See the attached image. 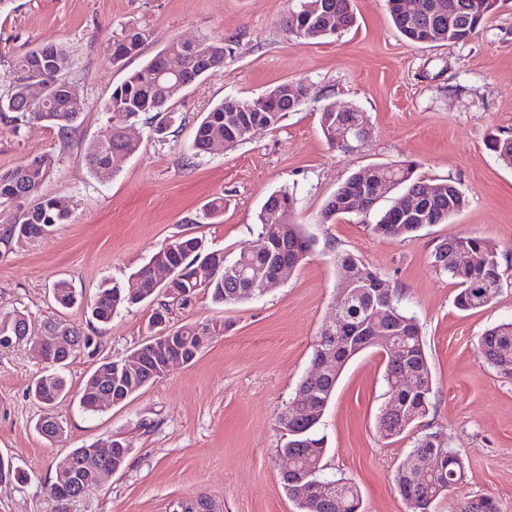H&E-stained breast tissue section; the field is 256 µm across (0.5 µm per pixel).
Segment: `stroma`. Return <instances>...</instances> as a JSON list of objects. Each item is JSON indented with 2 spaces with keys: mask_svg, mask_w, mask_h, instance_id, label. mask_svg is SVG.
Listing matches in <instances>:
<instances>
[{
  "mask_svg": "<svg viewBox=\"0 0 512 512\" xmlns=\"http://www.w3.org/2000/svg\"><path fill=\"white\" fill-rule=\"evenodd\" d=\"M352 4L354 27L309 44L286 29L289 0H9L0 7V78L16 57L52 42L69 52V84L85 105L64 136L40 123L14 132L0 124V171L52 154L43 191L71 212L68 223L36 240H13L0 257V315L24 316L37 338L52 326L74 328L96 346L65 372L71 393L55 408L64 427L56 442L36 430L43 409L29 392L44 361L29 343L0 349V459L29 474L23 483H0V512H53L56 461L114 439L129 448L126 465L103 475L69 512H169L173 501L201 495L214 512H297L281 483L286 438L276 416L312 369L313 345L341 289L339 252L359 256L402 290L421 327L434 391L424 429L439 433L465 466L435 512H460L485 496L512 512V377L487 365L476 346L486 329L512 320V166L487 147L491 137H512V0H499L477 36L450 47L407 42L385 0ZM132 23L150 36L139 53L113 61L108 47ZM204 37L230 47L223 68L176 99L178 119L164 138L137 123L130 134L140 151L117 176L93 177L84 150L107 122L113 87L172 39ZM286 81L306 84L309 96L279 128L192 156L196 126L215 104L254 100ZM331 105L362 112L366 139L329 144L319 114ZM405 162L418 178L455 182L467 199L463 211L413 239L377 236L357 216L321 223L324 204L351 173ZM285 186L296 194L294 222L316 240L309 258L260 299L225 308L201 293L173 307V325L221 318L231 327L125 402L84 413L78 394L96 366L125 358L153 334L149 304L104 325L89 318L84 305L102 282L126 280L183 235L227 252L255 246L257 215ZM218 196L223 215L204 218ZM455 235L482 237L498 251L501 291L484 308L458 310L456 285L431 264L435 247ZM60 279L83 305H55L51 289ZM384 358L376 347L345 367L319 432L330 472L351 479L361 512H410L394 476L414 439L388 442L376 429L387 400Z\"/></svg>",
  "mask_w": 512,
  "mask_h": 512,
  "instance_id": "stroma-1",
  "label": "stroma"
}]
</instances>
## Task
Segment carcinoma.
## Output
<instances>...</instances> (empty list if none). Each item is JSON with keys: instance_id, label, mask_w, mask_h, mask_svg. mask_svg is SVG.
Wrapping results in <instances>:
<instances>
[{"instance_id": "obj_1", "label": "carcinoma", "mask_w": 512, "mask_h": 512, "mask_svg": "<svg viewBox=\"0 0 512 512\" xmlns=\"http://www.w3.org/2000/svg\"><path fill=\"white\" fill-rule=\"evenodd\" d=\"M322 2L324 10L313 16L305 9L306 0H299L289 15L298 27L315 29L316 40L336 35V32L326 30L327 10L339 16L341 29L347 30L354 25L352 0ZM411 3L413 0H387V7L397 31L415 44L449 47L465 43L478 34L485 19L493 13L492 4L487 0H422V9L406 10ZM149 36L148 29L141 25L128 26L112 43V58L119 61L137 54ZM161 53H172L182 58L183 68L179 76L157 75L158 57L155 56L113 89L106 104L109 118L104 133L93 139L85 151V161L93 176L105 179L117 175L126 161L138 152L140 144L126 139V127L144 119L148 121L153 135L165 134L175 122L174 101L199 78L224 67L222 39L205 38L197 42L174 39ZM70 67L68 54L55 44L36 48L16 59L7 76L5 89L0 93V121L14 131L36 122L55 128L62 134L67 133L84 112V105L69 95L67 73ZM32 79L48 88L41 103L28 101V82ZM294 110L286 82L271 89L262 102L228 96L205 113L196 127L192 149L202 154L205 146L214 139L226 140L237 146L247 139L246 124L258 122L275 129ZM488 149L500 159L512 157V138H493ZM54 164V157L44 154L0 171V205H13L20 195L31 201V205L25 208L11 209L6 214L0 212V256L9 251L14 238H26L32 232L40 238L54 225L70 221L71 213L57 209L56 198L42 193ZM385 176L394 181L397 189L395 200L414 199V210H397L392 204L381 210L374 207L363 211L357 206L356 182ZM295 204L296 199L289 188L282 187L273 192L258 215V247L234 256L225 254L224 265L210 273L207 286L201 289L197 288L196 270L212 248L196 236L177 237L162 244L155 255L164 256L177 268L178 279L174 286H156L147 263L132 273L127 283L116 279L104 281L89 306L91 318L99 324H107L117 311L142 302L154 303L157 308L168 312L170 304L184 305L201 291L224 307L263 296L261 289L255 286L256 281L272 273L285 259L290 265L299 266L312 250L314 241L306 235L302 225L291 221ZM465 206L463 192L448 185L446 180L433 183L417 178L413 167L408 164H378L348 176L326 201L320 222L332 224L340 217H365L372 213L375 223L371 230L375 235L414 238L427 225L448 223ZM273 212L285 216V222L267 223L266 214ZM450 255H464L468 262L463 266L457 263L450 265ZM335 262L341 281L353 285L352 296L338 324L331 329L321 327L313 350L315 359L323 352L332 354L333 371L318 379L303 378L296 390L306 393V398L289 402L292 416L288 424H283L282 416H277L278 427L287 436L279 453L295 461L293 471L281 480L298 512H360L356 487L345 478L329 477L324 473V437L319 435L318 428L345 365L361 352L376 346L365 326L368 312L375 307L388 304V320L396 348L383 347L384 381L388 399L399 402V411L393 417L380 410L377 429L381 438H398L412 432L432 406L433 378L425 343L415 318L402 305L400 293L395 288H377L375 281L379 275L355 255L340 253L336 255ZM432 265L457 285L455 304L463 311L490 305L501 290L498 252L481 237L443 239L433 253ZM52 294L55 303L62 308L78 303L75 291L65 280L54 285ZM229 327L230 324L222 319H211L178 326L173 331L192 340L197 336H222ZM5 335L14 337L16 342L31 338L27 320L19 315L1 316L0 336ZM63 335L72 337L77 348L69 356L61 354L31 386L34 398L44 406V415L37 423L39 431L53 415L52 404L70 392L64 375L69 357H75L91 346V338L75 329H66ZM477 348L488 365L512 375V322L486 330L479 336ZM160 378L162 374L156 371L145 375L129 369L123 359L103 361L87 378L80 393L79 407L86 413L96 414L100 412V406L92 400V391L106 388L112 392L113 399L125 401ZM86 453L87 449L82 446L74 448L57 461L56 468L69 467L80 478V486L89 491L94 487V477L82 467ZM412 453L427 459L428 478L423 481L400 471L395 476V489L413 512H432L435 501L462 480L464 463L435 432L418 437ZM309 475L322 483H340L342 487L330 497L311 495L300 499L296 495L297 487Z\"/></svg>"}]
</instances>
